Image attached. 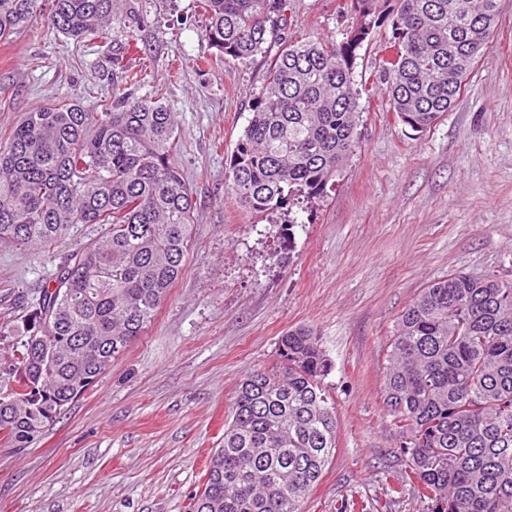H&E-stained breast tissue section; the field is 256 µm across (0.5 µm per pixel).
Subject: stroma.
Wrapping results in <instances>:
<instances>
[{"label":"stroma","instance_id":"stroma-1","mask_svg":"<svg viewBox=\"0 0 512 512\" xmlns=\"http://www.w3.org/2000/svg\"><path fill=\"white\" fill-rule=\"evenodd\" d=\"M340 2L290 0L287 27L246 63L210 47L199 0H117L109 36L80 43L38 19L0 42V140L43 104L157 98L175 115L174 161L196 202L185 270L142 335L30 448L0 441V512H189L237 384L275 364L281 336L301 326L332 361L338 422L303 512L343 500L426 512L413 489L387 492L405 465L384 403L386 345L448 273L512 277V0L493 48L423 133L369 88L391 34L380 18L351 74L360 147L332 191L303 212L253 213L225 186L224 162L284 40H343ZM140 68L145 82L124 87L121 72ZM98 234L75 224L47 250L0 246V326L24 331L19 303Z\"/></svg>","mask_w":512,"mask_h":512}]
</instances>
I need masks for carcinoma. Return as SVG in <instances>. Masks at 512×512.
<instances>
[{
  "mask_svg": "<svg viewBox=\"0 0 512 512\" xmlns=\"http://www.w3.org/2000/svg\"><path fill=\"white\" fill-rule=\"evenodd\" d=\"M379 0H350L346 40L284 45L224 164L239 203L270 212L319 199L359 147L356 50ZM114 0H0V42L37 15L66 37L105 32ZM211 47L243 63L262 52L288 0H202ZM502 0H394L384 93L412 130L448 112L494 39ZM77 100L25 113L0 141V244L53 247L73 224L101 236L71 253L54 286L0 329V439L30 447L123 355L184 271L192 191L171 160L174 113L153 98ZM279 361L244 377L190 512H302L336 451L331 360L310 328L281 336ZM384 403L409 484L427 512H512V278L451 272L401 313L387 346Z\"/></svg>",
  "mask_w": 512,
  "mask_h": 512,
  "instance_id": "1",
  "label": "carcinoma"
}]
</instances>
